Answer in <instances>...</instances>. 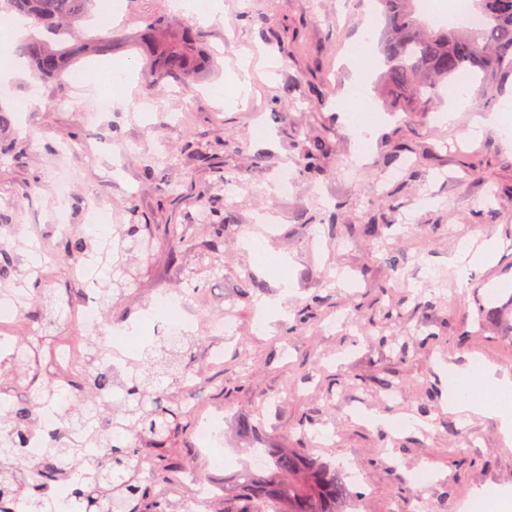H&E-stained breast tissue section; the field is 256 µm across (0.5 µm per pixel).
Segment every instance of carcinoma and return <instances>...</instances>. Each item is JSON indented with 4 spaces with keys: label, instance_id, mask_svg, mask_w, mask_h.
Segmentation results:
<instances>
[{
    "label": "carcinoma",
    "instance_id": "carcinoma-1",
    "mask_svg": "<svg viewBox=\"0 0 512 512\" xmlns=\"http://www.w3.org/2000/svg\"><path fill=\"white\" fill-rule=\"evenodd\" d=\"M377 2L384 19L381 87L387 94L404 104L407 111L427 114L437 110L448 85L457 84L466 75L476 85V108L496 104L512 79V0H471L475 22L437 28L419 15L417 0ZM92 7L93 0H0V14L21 15L39 29V34L20 46V52L45 79L61 76L78 58L112 50V41L81 33L80 25L88 20ZM140 42L147 50L145 70L150 88L161 90L168 78H178L186 85L196 80L195 36L190 30L180 28L174 20H147ZM325 148L322 136L297 141L298 174L320 173ZM195 205V220L212 229L211 250L221 253L234 224L233 213L227 207L212 205L204 189L198 191ZM151 235L149 224L132 220L122 225L129 261L120 265L121 276L112 280V291L101 295L103 306L124 294L135 280V270L151 252L144 246ZM64 249L77 259L92 260L79 238H66ZM195 340L194 336L177 341L162 336L159 345L143 350L132 371L121 376L107 372L84 376L72 382L68 394L61 393L53 375H44L41 347L15 352L10 361L15 371L28 377L27 396L0 405V459L23 450L32 432L31 421L43 402L64 398L73 403L90 386L121 396L112 416H120L123 431L103 433L100 424L105 411L76 406L77 417L68 419L69 427L89 431L91 447H81L61 434L30 461L24 469L25 479L12 465H0V512L25 508L37 512H114V502L119 500L131 503L133 512H141L139 505L144 502L150 504L146 512H167L169 504L161 495L145 483L126 480L125 474L144 455L141 441L149 442L161 457L171 435L183 428L187 412L169 398L168 389L180 388L185 382V362L191 357ZM92 447L103 449L94 486L74 485L70 503L52 500L49 490L78 469ZM264 452L267 462L263 469L246 468L235 480L224 481V501H244L243 512H344V504L356 496L338 466L312 458L305 448H266Z\"/></svg>",
    "mask_w": 512,
    "mask_h": 512
}]
</instances>
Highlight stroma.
<instances>
[{"instance_id":"stroma-1","label":"stroma","mask_w":512,"mask_h":512,"mask_svg":"<svg viewBox=\"0 0 512 512\" xmlns=\"http://www.w3.org/2000/svg\"><path fill=\"white\" fill-rule=\"evenodd\" d=\"M369 0H220L219 21L182 17L197 35L203 72L186 86L167 79L162 94L148 87L137 35L146 19L176 17L170 0H124L121 25H102L112 38V66L127 81L107 91L68 79L37 81L30 65L0 83V224L14 230L16 264L5 280L28 288L30 277L72 300L111 286L118 254L95 253L83 277L62 246L63 229L93 244L115 237L131 214L152 225L155 250L147 269L105 310L107 321L139 317L166 289L196 313L198 341L188 371L202 373L204 405L224 412L225 459L249 448H309L324 461L349 459L362 474L351 512H470L487 488L512 497V441L491 415L448 411L449 368L480 363L512 377V289L494 298L497 314L475 322L476 304L492 283L512 281V141L486 112L440 108L407 117L382 98L380 28L365 29ZM366 34L375 59L348 61L351 41ZM248 63L246 99L235 96L234 75ZM109 92L110 110L96 121L94 96ZM29 108L18 111V99ZM368 114L376 136L360 152L355 119ZM329 125L330 151L316 180L297 176L295 132ZM265 135H254L256 126ZM70 177L66 197L51 184ZM295 173V190L280 197L278 174ZM42 191L32 192L33 183ZM179 185L184 197L163 195ZM200 185L226 201L236 226L228 233L223 268L193 290L188 264L208 251L209 229L190 222L186 200ZM499 198L496 222L484 221L487 189ZM381 213L391 219L382 237L351 234L347 225ZM183 227L186 254L170 258L169 225ZM254 236L287 264L271 278L257 253L242 249ZM501 240L495 262L459 279L449 258L461 242ZM401 259L386 263L387 254ZM252 275L259 293L241 298L240 278ZM284 296L288 317L267 329L255 325L261 298ZM232 310L235 336L224 361L206 364L210 318ZM421 418L415 429L392 432L372 416ZM257 427L245 435L241 423ZM174 469L162 487L173 512L191 506L184 471L225 475L214 451L196 445L191 429L172 438ZM437 481L419 485L420 469Z\"/></svg>"}]
</instances>
